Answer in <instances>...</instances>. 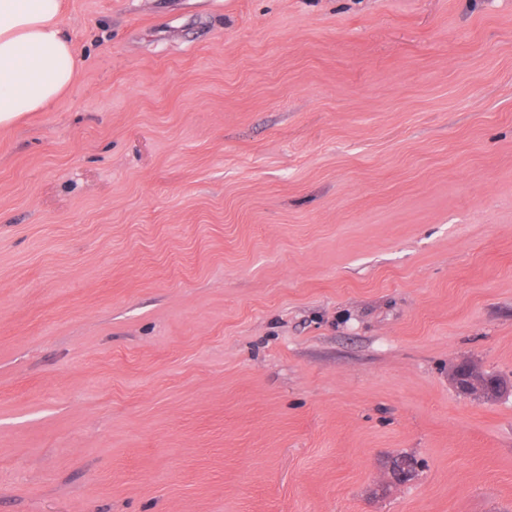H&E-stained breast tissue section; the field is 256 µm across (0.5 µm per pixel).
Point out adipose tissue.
Here are the masks:
<instances>
[{
	"label": "adipose tissue",
	"mask_w": 512,
	"mask_h": 512,
	"mask_svg": "<svg viewBox=\"0 0 512 512\" xmlns=\"http://www.w3.org/2000/svg\"><path fill=\"white\" fill-rule=\"evenodd\" d=\"M60 13L61 0H0V127L45 111L72 86L80 62Z\"/></svg>",
	"instance_id": "obj_1"
}]
</instances>
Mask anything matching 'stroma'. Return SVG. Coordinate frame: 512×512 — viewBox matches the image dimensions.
I'll list each match as a JSON object with an SVG mask.
<instances>
[{
	"label": "stroma",
	"instance_id": "stroma-1",
	"mask_svg": "<svg viewBox=\"0 0 512 512\" xmlns=\"http://www.w3.org/2000/svg\"><path fill=\"white\" fill-rule=\"evenodd\" d=\"M61 25L0 129V512H512V391L452 378L512 381V0ZM467 376H472L474 380L479 382L484 387V396L490 400L496 399L501 394H503L509 383L508 380L502 377L491 375L485 372L476 371L474 374L468 373Z\"/></svg>",
	"mask_w": 512,
	"mask_h": 512
}]
</instances>
